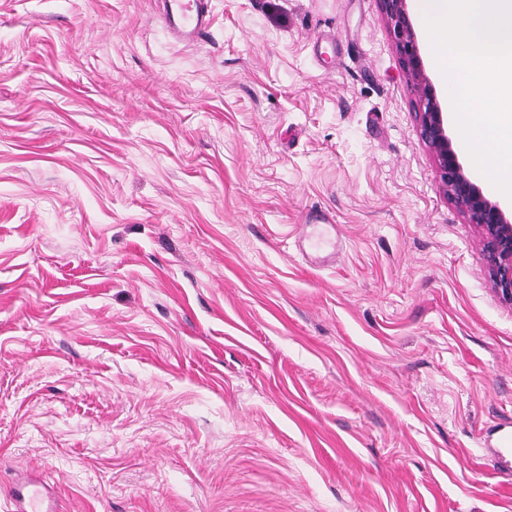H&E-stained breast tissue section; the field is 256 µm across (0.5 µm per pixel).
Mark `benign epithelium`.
Segmentation results:
<instances>
[{
  "mask_svg": "<svg viewBox=\"0 0 512 512\" xmlns=\"http://www.w3.org/2000/svg\"><path fill=\"white\" fill-rule=\"evenodd\" d=\"M407 0H379L400 65L410 86L418 130L438 168L440 188L448 200L481 234L483 256L495 291L512 301V220L469 178L458 161L436 91L418 51L417 35Z\"/></svg>",
  "mask_w": 512,
  "mask_h": 512,
  "instance_id": "7a95c632",
  "label": "benign epithelium"
}]
</instances>
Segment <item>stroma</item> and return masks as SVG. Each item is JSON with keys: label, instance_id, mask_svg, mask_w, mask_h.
Segmentation results:
<instances>
[{"label": "stroma", "instance_id": "obj_1", "mask_svg": "<svg viewBox=\"0 0 512 512\" xmlns=\"http://www.w3.org/2000/svg\"><path fill=\"white\" fill-rule=\"evenodd\" d=\"M0 0V512H512V301L378 0ZM163 18L173 33L193 42L209 35L211 14L209 0H160ZM30 477L17 480L12 488L13 512H58L56 494L53 490L43 487Z\"/></svg>", "mask_w": 512, "mask_h": 512}]
</instances>
